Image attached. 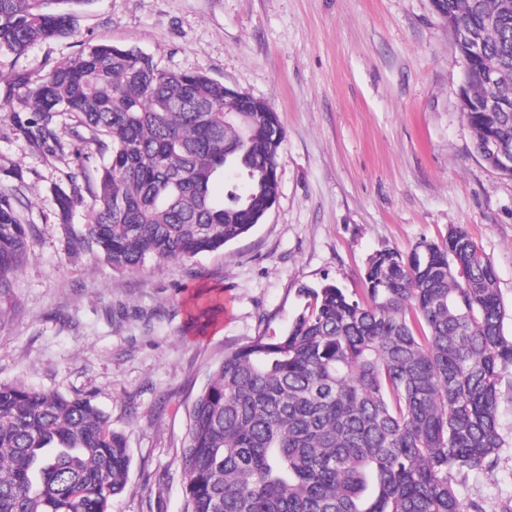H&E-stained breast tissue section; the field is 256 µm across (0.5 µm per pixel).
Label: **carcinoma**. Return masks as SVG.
I'll list each match as a JSON object with an SVG mask.
<instances>
[{
  "label": "carcinoma",
  "instance_id": "cac0c4a2",
  "mask_svg": "<svg viewBox=\"0 0 512 512\" xmlns=\"http://www.w3.org/2000/svg\"><path fill=\"white\" fill-rule=\"evenodd\" d=\"M88 0H0V54L65 37ZM442 17L472 28L501 72L470 94L495 112H466L474 149L512 150V0H443ZM3 105L32 147L107 161L70 173L89 201L59 188L55 215L90 219L72 243L115 270L192 258L261 223L278 194L285 138L278 114L224 98L204 72H173L130 47L94 44L34 78L18 73ZM73 119L61 141L62 116ZM240 178L214 183L224 170ZM22 199L0 187V295L28 257ZM366 296L334 284L280 337L224 355L189 414L185 512H512L466 498L471 473L496 476L505 441L498 408L512 393V336L492 262L468 231L421 243L407 258H371ZM125 440L86 397L0 383V512H110L127 484Z\"/></svg>",
  "mask_w": 512,
  "mask_h": 512
}]
</instances>
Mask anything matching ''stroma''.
I'll return each instance as SVG.
<instances>
[{
    "label": "stroma",
    "mask_w": 512,
    "mask_h": 512,
    "mask_svg": "<svg viewBox=\"0 0 512 512\" xmlns=\"http://www.w3.org/2000/svg\"><path fill=\"white\" fill-rule=\"evenodd\" d=\"M98 43L134 47L172 71H204L263 98L285 130L279 196L226 248L119 273L58 224L54 190L84 159L32 148L0 111V185L28 201L27 262L0 297V382L90 397L131 457L112 512H184L189 413L227 352L282 336L305 289L360 293L371 257L409 256L461 224L512 306V178L477 155L460 105L462 67L433 0H89L74 31L0 75L44 73ZM227 310L189 324L191 296Z\"/></svg>",
    "instance_id": "stroma-1"
}]
</instances>
